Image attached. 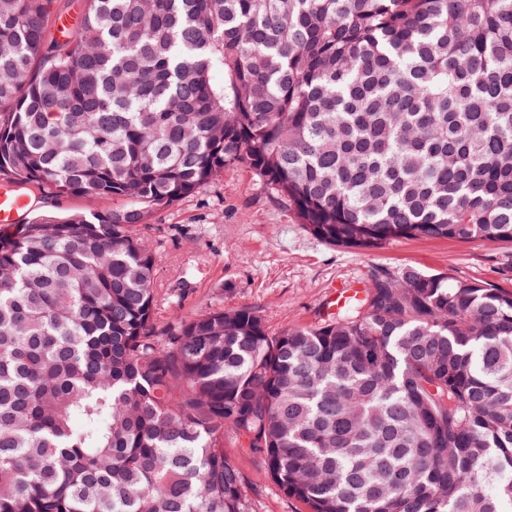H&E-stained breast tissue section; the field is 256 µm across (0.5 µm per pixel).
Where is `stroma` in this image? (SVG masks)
<instances>
[{
  "label": "stroma",
  "instance_id": "obj_1",
  "mask_svg": "<svg viewBox=\"0 0 512 512\" xmlns=\"http://www.w3.org/2000/svg\"><path fill=\"white\" fill-rule=\"evenodd\" d=\"M31 214L93 213L105 209L92 195L61 200L27 188ZM156 261L157 319L218 308L247 307L270 334L320 323L334 291L365 288L379 271L415 267L448 279H468L512 290V242L399 239L362 252L311 235L288 207L260 188L243 167L174 205L156 210L142 228ZM224 451L244 477L254 512H305L283 494L263 459L225 436Z\"/></svg>",
  "mask_w": 512,
  "mask_h": 512
}]
</instances>
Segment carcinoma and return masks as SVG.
Segmentation results:
<instances>
[{"label":"carcinoma","mask_w":512,"mask_h":512,"mask_svg":"<svg viewBox=\"0 0 512 512\" xmlns=\"http://www.w3.org/2000/svg\"><path fill=\"white\" fill-rule=\"evenodd\" d=\"M0 0V512H512V291L406 267L313 327L160 324L151 212L247 168L322 241H512V0ZM22 192L31 197V208L25 213L30 204L29 197L26 194H15L9 191L0 190V227H7L11 224H22L28 221L34 215L47 212H82L93 213L101 211L107 206H115L116 203H106L103 200L92 195H80L54 200L45 198L40 191L34 187L16 186ZM20 219V221H19ZM224 452L244 477V492L255 512H304L299 501L288 498L272 481L263 459L240 448L231 435H224Z\"/></svg>","instance_id":"obj_1"}]
</instances>
